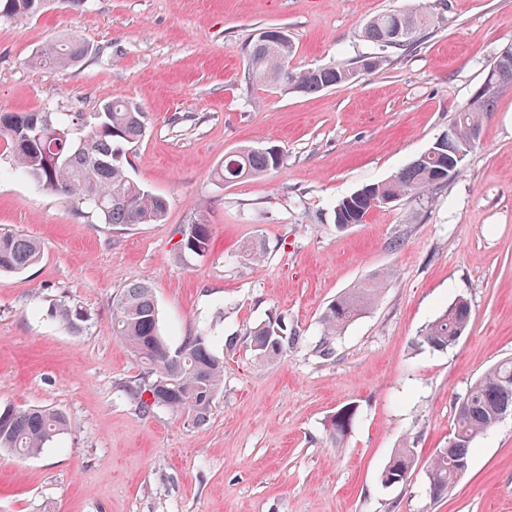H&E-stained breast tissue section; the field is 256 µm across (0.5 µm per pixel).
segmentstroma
I'll return each mask as SVG.
<instances>
[{
    "label": "stroma",
    "instance_id": "stroma-1",
    "mask_svg": "<svg viewBox=\"0 0 512 512\" xmlns=\"http://www.w3.org/2000/svg\"><path fill=\"white\" fill-rule=\"evenodd\" d=\"M406 9L427 18L417 45L364 37L374 17ZM270 28L287 32L296 70L382 62L312 93L255 85L247 52ZM73 38L89 48L79 65L31 64ZM510 46L512 0H47L0 20V113L136 104L147 132L126 147L127 172L168 202L157 224L102 223L13 170L0 145V230L42 249L26 270L0 273V407L67 418L42 453L0 452V512H512V416L474 442L445 497L425 485L458 398L512 357V89L428 203L404 198L347 230L333 224L339 199L390 179L447 131ZM270 145L280 169L212 178L225 154ZM199 218L209 249L188 256L180 231ZM251 242L262 262L246 256ZM383 274L378 302L324 359L327 304ZM136 281L153 286L170 348L215 339L224 390L204 424L143 413L131 395L144 367L112 334V298ZM457 298L472 308L458 344L415 347ZM64 299L87 314L80 333L54 314ZM276 316L302 341L262 363L248 335ZM350 402L346 444L330 447V419ZM405 442L417 465L407 484L384 485Z\"/></svg>",
    "mask_w": 512,
    "mask_h": 512
}]
</instances>
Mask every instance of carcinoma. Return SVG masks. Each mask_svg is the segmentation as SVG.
Segmentation results:
<instances>
[{"label": "carcinoma", "mask_w": 512, "mask_h": 512, "mask_svg": "<svg viewBox=\"0 0 512 512\" xmlns=\"http://www.w3.org/2000/svg\"><path fill=\"white\" fill-rule=\"evenodd\" d=\"M37 7L29 0H0V19L32 15ZM423 17L413 11L383 13L364 28L365 37L383 43L390 29L399 26L413 34L403 44L412 47L420 41ZM86 54L79 40L51 47L33 58V63L49 68L74 66ZM292 54L289 41L257 40L249 53V76L259 83L284 81L293 89L315 92L349 81L353 69L330 63L314 69H288ZM498 95L473 94L470 103L452 124L454 138L439 140L432 151L420 155L381 184L368 185L341 199L334 209V224L344 230L363 222L367 213L384 204V199L423 200L436 188L448 183L459 171H448V159L469 141L471 130L482 126V116L494 110ZM145 135L142 112L124 101H112L102 111L90 115L50 112L0 113V143L10 149L16 166L42 189L71 198L94 211L105 224H156L165 216L167 201L133 181L123 162V146L139 142ZM283 165L281 153L265 147H247L224 155L214 178L229 183L275 171ZM180 251L201 256L208 251L209 225L197 219L181 230ZM40 244L20 233L0 232V271L21 272L40 259ZM381 283L369 280L332 300L321 317L323 341L319 351L333 355L331 340L366 309L374 305ZM55 315L73 332L86 322L84 310L70 302L54 307ZM472 319L469 302L458 298L415 336L418 348L446 351L454 347ZM112 333L123 340L146 366L145 379L132 394L142 412L166 408L184 414L196 424L206 421L211 406L224 386V361L213 349L209 336L187 338L174 353L160 331L158 307L147 283H132L112 299ZM302 340L288 334L280 318L250 332V347L260 361L282 357ZM512 358H506L476 379L462 399L465 409L455 412L454 430L448 445L439 448L426 469L429 496L442 498L469 468V454L478 436L498 423L504 410L512 411ZM356 416L354 406H345L333 415L327 439L330 446H343ZM66 417L47 409L0 408V451L18 456L42 452L65 429ZM417 459L413 449H395L382 471L387 486L408 481Z\"/></svg>", "instance_id": "cac0c4a2"}]
</instances>
